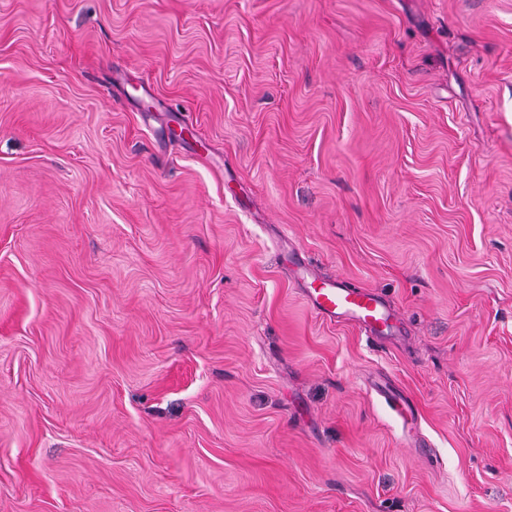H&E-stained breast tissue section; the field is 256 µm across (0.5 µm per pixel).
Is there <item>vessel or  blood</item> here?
Masks as SVG:
<instances>
[{"label": "vessel or blood", "mask_w": 512, "mask_h": 512, "mask_svg": "<svg viewBox=\"0 0 512 512\" xmlns=\"http://www.w3.org/2000/svg\"><path fill=\"white\" fill-rule=\"evenodd\" d=\"M296 272L314 311L323 319L349 320L377 337L397 326L395 314L373 292L313 275L303 265Z\"/></svg>", "instance_id": "b4317fda"}]
</instances>
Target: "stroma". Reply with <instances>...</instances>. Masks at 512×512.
I'll use <instances>...</instances> for the list:
<instances>
[{
	"mask_svg": "<svg viewBox=\"0 0 512 512\" xmlns=\"http://www.w3.org/2000/svg\"><path fill=\"white\" fill-rule=\"evenodd\" d=\"M0 512H512V0H0ZM296 272L312 308L323 319L352 321L376 337L398 325L395 314L373 292L347 288L337 279H323L311 274L305 265L298 266Z\"/></svg>",
	"mask_w": 512,
	"mask_h": 512,
	"instance_id": "stroma-1",
	"label": "stroma"
}]
</instances>
